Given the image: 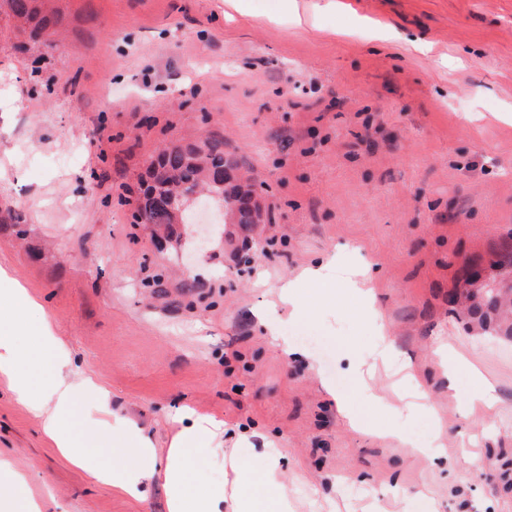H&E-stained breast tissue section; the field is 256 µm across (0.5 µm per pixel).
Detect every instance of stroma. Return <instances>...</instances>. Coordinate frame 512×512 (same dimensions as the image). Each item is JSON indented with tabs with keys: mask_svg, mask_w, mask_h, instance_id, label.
<instances>
[{
	"mask_svg": "<svg viewBox=\"0 0 512 512\" xmlns=\"http://www.w3.org/2000/svg\"><path fill=\"white\" fill-rule=\"evenodd\" d=\"M54 0L47 31L0 0V267L42 305L76 398L73 434L103 464L127 458L114 417L166 455L181 405L224 424L227 453L284 448L290 512H512V341L448 304L469 263L495 274L512 246V0ZM222 143L251 171L265 221L223 225L194 252L181 225L134 223L150 159L170 143ZM164 248H156V241ZM325 258L372 262L375 307L429 388L449 460L477 456L466 482L388 437L349 427L359 397L348 355L375 327L356 296L303 282L314 330L286 361L256 322L279 286ZM495 381L499 411L470 413L440 377L438 343ZM0 456L43 512H168L94 482L0 382Z\"/></svg>",
	"mask_w": 512,
	"mask_h": 512,
	"instance_id": "obj_1",
	"label": "stroma"
}]
</instances>
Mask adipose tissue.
I'll return each instance as SVG.
<instances>
[{"instance_id":"obj_1","label":"adipose tissue","mask_w":512,"mask_h":512,"mask_svg":"<svg viewBox=\"0 0 512 512\" xmlns=\"http://www.w3.org/2000/svg\"><path fill=\"white\" fill-rule=\"evenodd\" d=\"M336 274L341 276L343 287L361 296L365 312L375 315L370 273L340 272L333 262L327 261L307 270L305 276L327 281ZM34 306L25 289L0 268V376L8 380L17 400L38 419L44 433L55 441L75 466L98 482L140 498L144 496L147 484L158 475L167 492L170 512H224L223 489L202 487L192 491L188 488L187 458L197 449L211 425L210 419L197 415L188 406H181L177 411L183 427L174 438L166 458H158L153 442L144 430L120 417L116 418L112 429L132 444L140 460L139 465L105 466L95 456L77 448L65 421L78 393L91 389L92 384L88 381L80 385L72 383L66 376L65 363L59 362L42 389L32 387L23 369L24 364L50 357L63 347L62 341L53 335L46 323L40 327L42 343L39 350L23 347L18 337L19 315ZM374 358L394 368L404 383L412 385L413 412L430 424H437L438 413L429 392L416 384L411 365L401 359L388 327L382 323L377 326ZM442 375L449 391L464 393L471 407L486 414L497 411L499 399L495 383L465 357L449 353L447 362L442 365ZM287 454V449L276 448L265 458L246 463L234 462L239 485L234 500L236 512H288L287 498L278 493L282 477L280 461Z\"/></svg>"}]
</instances>
